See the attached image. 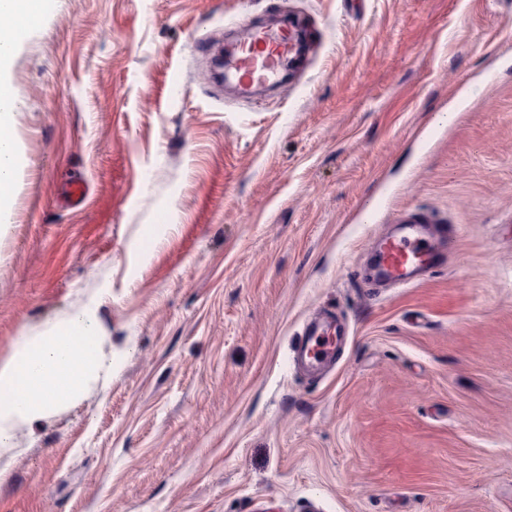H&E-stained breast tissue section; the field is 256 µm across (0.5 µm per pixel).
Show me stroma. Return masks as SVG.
Here are the masks:
<instances>
[{
  "mask_svg": "<svg viewBox=\"0 0 512 512\" xmlns=\"http://www.w3.org/2000/svg\"><path fill=\"white\" fill-rule=\"evenodd\" d=\"M283 15L301 72L256 105L211 78ZM9 84L0 361L89 307L112 372L17 431L0 512H512V0H49ZM413 211L455 260L365 297ZM341 336L345 335L335 325L323 326L311 330L306 336H300L298 344L303 346V353L308 361L319 363L334 355L336 343Z\"/></svg>",
  "mask_w": 512,
  "mask_h": 512,
  "instance_id": "1",
  "label": "stroma"
}]
</instances>
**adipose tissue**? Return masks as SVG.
Wrapping results in <instances>:
<instances>
[{
  "label": "adipose tissue",
  "instance_id": "obj_1",
  "mask_svg": "<svg viewBox=\"0 0 512 512\" xmlns=\"http://www.w3.org/2000/svg\"><path fill=\"white\" fill-rule=\"evenodd\" d=\"M46 9V0H0V14L13 19L11 28L0 29V70ZM15 106L8 83L0 80V212L9 207L16 191L20 156L15 140L3 134ZM98 340L95 317L88 311L48 323L40 335L18 337L12 355L0 362L1 450L12 448L19 426L78 400L98 379L107 367Z\"/></svg>",
  "mask_w": 512,
  "mask_h": 512
}]
</instances>
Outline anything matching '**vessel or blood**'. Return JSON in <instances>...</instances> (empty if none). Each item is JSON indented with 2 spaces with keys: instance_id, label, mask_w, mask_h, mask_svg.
Segmentation results:
<instances>
[{
  "instance_id": "obj_1",
  "label": "vessel or blood",
  "mask_w": 512,
  "mask_h": 512,
  "mask_svg": "<svg viewBox=\"0 0 512 512\" xmlns=\"http://www.w3.org/2000/svg\"><path fill=\"white\" fill-rule=\"evenodd\" d=\"M295 55L290 34H273L247 29L224 51V71L242 93L258 85L274 82L286 71ZM456 225L443 223L430 214L402 222L400 233L382 240L374 254L377 280L409 285L417 277L445 267L458 240ZM342 333L323 326L300 336L298 343L308 361L319 363L335 353Z\"/></svg>"
}]
</instances>
